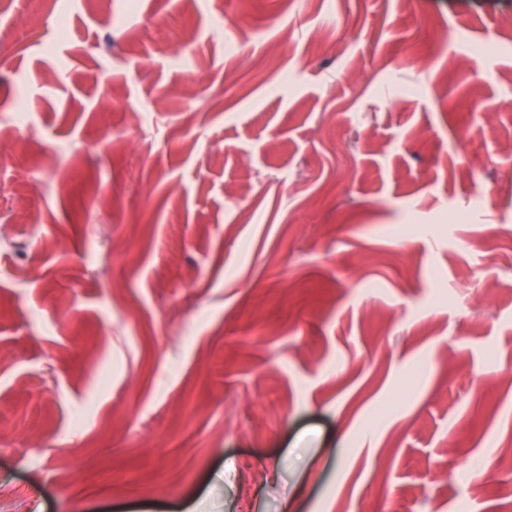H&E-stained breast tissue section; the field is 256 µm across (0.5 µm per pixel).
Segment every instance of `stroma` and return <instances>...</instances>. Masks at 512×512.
<instances>
[{"label":"stroma","mask_w":512,"mask_h":512,"mask_svg":"<svg viewBox=\"0 0 512 512\" xmlns=\"http://www.w3.org/2000/svg\"><path fill=\"white\" fill-rule=\"evenodd\" d=\"M282 9L0 0V512H512V0Z\"/></svg>","instance_id":"obj_1"}]
</instances>
